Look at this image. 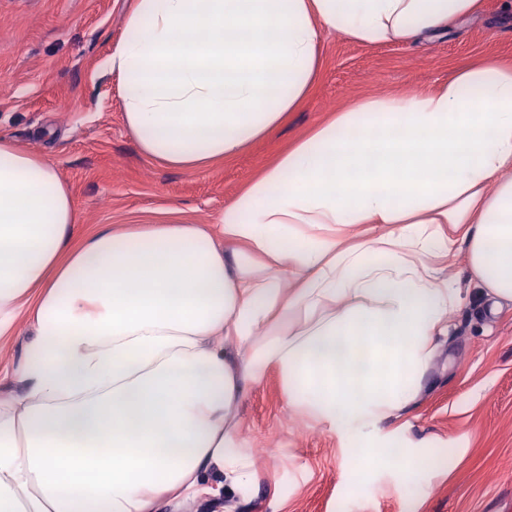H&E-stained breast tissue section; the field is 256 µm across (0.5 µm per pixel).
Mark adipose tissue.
Instances as JSON below:
<instances>
[{"mask_svg": "<svg viewBox=\"0 0 512 512\" xmlns=\"http://www.w3.org/2000/svg\"><path fill=\"white\" fill-rule=\"evenodd\" d=\"M479 0H135L111 50L145 156L231 161L312 92L329 32L410 43ZM0 137V337L33 328L0 400V512H158L247 494L248 390L347 436L354 486L426 453L378 434L413 405L463 291L424 262L463 246L492 309L512 301V66L360 98L318 123L216 224H101Z\"/></svg>", "mask_w": 512, "mask_h": 512, "instance_id": "1", "label": "adipose tissue"}]
</instances>
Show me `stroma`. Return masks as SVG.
Instances as JSON below:
<instances>
[{"mask_svg": "<svg viewBox=\"0 0 512 512\" xmlns=\"http://www.w3.org/2000/svg\"><path fill=\"white\" fill-rule=\"evenodd\" d=\"M133 4L0 0V136L55 165L76 202L80 234L97 224L215 223L295 141L355 98L430 91L463 66L512 62V12L502 0H480L472 19L410 44L371 46L328 33L320 78L284 125L233 162L186 171L143 155L124 121L107 58ZM425 262L470 296L449 311L418 400L380 434L401 451L426 450L427 472L403 491L399 469L377 470L352 491L346 445L288 407L271 369L239 409L237 443L253 464L252 491L162 512H512V304L491 312L462 250Z\"/></svg>", "mask_w": 512, "mask_h": 512, "instance_id": "stroma-1", "label": "stroma"}]
</instances>
